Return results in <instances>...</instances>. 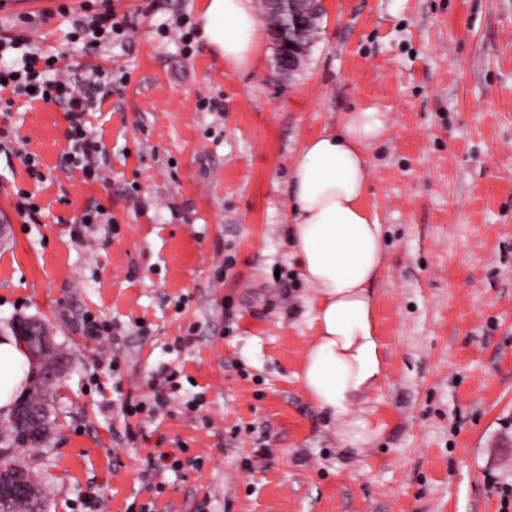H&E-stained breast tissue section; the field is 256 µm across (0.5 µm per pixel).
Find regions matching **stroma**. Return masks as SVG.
<instances>
[{
	"instance_id": "stroma-1",
	"label": "stroma",
	"mask_w": 512,
	"mask_h": 512,
	"mask_svg": "<svg viewBox=\"0 0 512 512\" xmlns=\"http://www.w3.org/2000/svg\"><path fill=\"white\" fill-rule=\"evenodd\" d=\"M321 3L289 75L263 32L257 64L227 70L202 0H112L132 30L93 51L72 21L99 0L0 8V37L113 77L84 117L103 181L69 170L63 102L0 115V336L35 318L65 356L46 442L5 456L47 512H512V0ZM366 108L386 126L366 201L387 427L355 458L296 379L313 291L285 226L304 141ZM99 209L111 223H84ZM86 318L109 332L85 336ZM124 401L143 409L123 418ZM180 448L178 472H148Z\"/></svg>"
}]
</instances>
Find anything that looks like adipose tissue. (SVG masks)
Returning a JSON list of instances; mask_svg holds the SVG:
<instances>
[{
    "instance_id": "obj_1",
    "label": "adipose tissue",
    "mask_w": 512,
    "mask_h": 512,
    "mask_svg": "<svg viewBox=\"0 0 512 512\" xmlns=\"http://www.w3.org/2000/svg\"><path fill=\"white\" fill-rule=\"evenodd\" d=\"M254 0H204L201 35L227 70L259 58ZM379 113L358 110L303 145L290 175L287 227L301 276L315 290L310 308L314 340L297 378L334 427L348 454L360 455L386 428L369 408L386 376L385 345L373 284L382 270V226L367 197L370 143L383 135ZM36 372L26 347L0 336V413H9Z\"/></svg>"
}]
</instances>
